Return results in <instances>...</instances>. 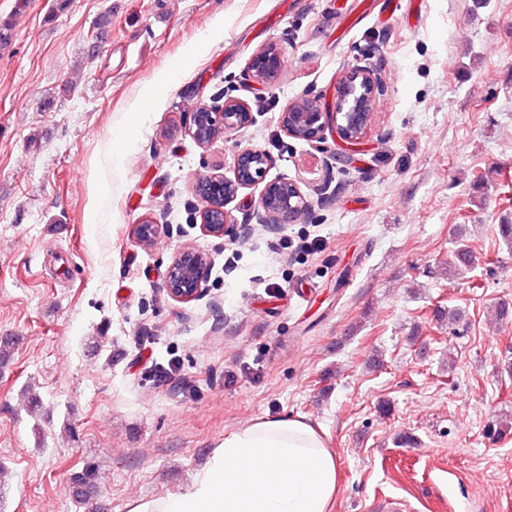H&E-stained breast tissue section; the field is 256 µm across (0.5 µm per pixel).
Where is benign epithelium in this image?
Masks as SVG:
<instances>
[{"mask_svg": "<svg viewBox=\"0 0 512 512\" xmlns=\"http://www.w3.org/2000/svg\"><path fill=\"white\" fill-rule=\"evenodd\" d=\"M281 68V55L276 45L270 43L259 49L250 64L254 82L262 87L271 84ZM377 77L369 68L355 66L349 69L336 92L333 108L322 106L318 100L301 97L285 107L280 114L282 131L290 138L315 142L323 138L326 129L334 131L337 139L346 146L360 144L370 127L371 111L375 104ZM252 122L248 103L239 100L224 102L219 109L207 108L193 113L190 135L204 145L213 139V132L239 131ZM270 165L268 154L258 148L241 149L234 160V177L228 179L221 173H213L194 184L196 195L205 206L200 211L201 226L210 236H222L230 225L236 226L240 237L251 235L254 224L268 232H277L284 223L304 211L307 206L298 183L282 178L263 183ZM264 184L250 214L251 223L235 224L228 205L238 194L258 184ZM221 199L214 206L215 199ZM169 225L145 220L134 226V235L143 246L168 233ZM212 266L211 256L194 247L186 246L178 252L168 266L165 291L169 298L179 303L198 300Z\"/></svg>", "mask_w": 512, "mask_h": 512, "instance_id": "benign-epithelium-1", "label": "benign epithelium"}]
</instances>
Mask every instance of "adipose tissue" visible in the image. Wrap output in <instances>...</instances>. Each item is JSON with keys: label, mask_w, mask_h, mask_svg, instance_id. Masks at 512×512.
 <instances>
[{"label": "adipose tissue", "mask_w": 512, "mask_h": 512, "mask_svg": "<svg viewBox=\"0 0 512 512\" xmlns=\"http://www.w3.org/2000/svg\"><path fill=\"white\" fill-rule=\"evenodd\" d=\"M338 461L301 419H265L227 434L182 494L132 512H330Z\"/></svg>", "instance_id": "ef3b65f1"}]
</instances>
